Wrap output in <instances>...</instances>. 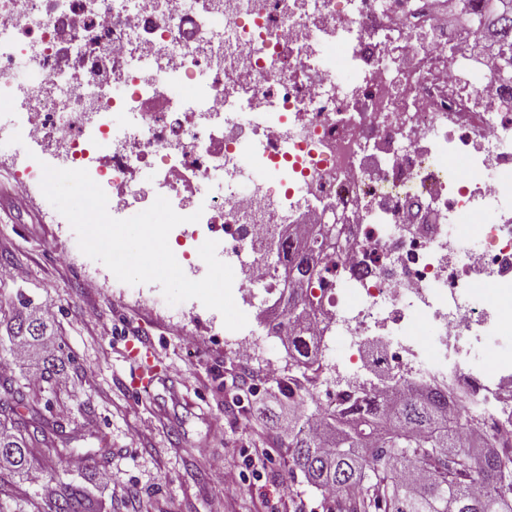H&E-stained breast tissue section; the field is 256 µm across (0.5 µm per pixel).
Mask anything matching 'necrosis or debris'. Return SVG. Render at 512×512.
I'll return each instance as SVG.
<instances>
[{"mask_svg": "<svg viewBox=\"0 0 512 512\" xmlns=\"http://www.w3.org/2000/svg\"><path fill=\"white\" fill-rule=\"evenodd\" d=\"M445 0H0V103L53 167L87 170L117 219L164 196L200 213L175 236L217 240L239 294L279 301L268 251L328 208L347 218L343 280L315 288L316 333L407 384L448 392L495 440L512 430V83L478 38L442 28ZM188 86L171 97V86ZM257 182L235 191L243 166ZM154 168L155 175L139 179ZM472 220L476 248L455 233ZM494 289L498 302L479 301ZM494 337L498 356L484 349Z\"/></svg>", "mask_w": 512, "mask_h": 512, "instance_id": "1", "label": "necrosis or debris"}]
</instances>
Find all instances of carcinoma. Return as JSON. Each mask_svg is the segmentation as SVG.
Wrapping results in <instances>:
<instances>
[{"instance_id":"obj_1","label":"carcinoma","mask_w":512,"mask_h":512,"mask_svg":"<svg viewBox=\"0 0 512 512\" xmlns=\"http://www.w3.org/2000/svg\"><path fill=\"white\" fill-rule=\"evenodd\" d=\"M496 13L483 10L482 32L490 33L498 53H512V0ZM342 228L323 225L307 250L290 253L288 310L294 336L288 340V371L275 381L288 407L299 414L288 421L286 465L289 478H303L321 496V512H512V450L500 448L477 432L472 421L453 415L448 394L418 387L403 401L377 400L361 386L348 405L305 410L308 390L291 371L306 372L318 362L320 340L307 335L316 318H302L297 304L319 310L312 288L332 272ZM48 321L34 313L17 316L15 345L44 340ZM49 403L11 377L0 374V464L12 472L29 469V444L44 457L63 462L76 449V436L47 417ZM51 512H103V505L61 479L53 489Z\"/></svg>"}]
</instances>
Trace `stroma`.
Here are the masks:
<instances>
[{
    "label": "stroma",
    "instance_id": "obj_1",
    "mask_svg": "<svg viewBox=\"0 0 512 512\" xmlns=\"http://www.w3.org/2000/svg\"><path fill=\"white\" fill-rule=\"evenodd\" d=\"M10 155L0 151V263L8 268L0 279V304L21 290L38 308H51L53 318L46 348L9 374L34 387L46 350L74 357L48 398L66 428L84 433L78 468L46 460L41 445L32 444L36 465L21 490L46 503L59 477L102 501L108 512H267L270 503L276 512H315L318 498L289 480L284 462L288 405L265 373L268 357L286 353L277 338L256 337L251 351L238 353L221 314L190 299L183 303L186 314L201 316L222 335L201 337L189 348L170 325L161 288H126L90 258L61 263L74 243L51 223L55 209L43 193L17 192ZM134 347L154 357L155 382L147 393L131 385L138 368ZM101 433L112 448L107 464L92 453ZM258 448L272 454L256 473L247 457ZM103 470L115 474L116 484L99 485ZM229 471L243 475L232 492L224 486ZM128 485L137 498H128Z\"/></svg>",
    "mask_w": 512,
    "mask_h": 512
}]
</instances>
